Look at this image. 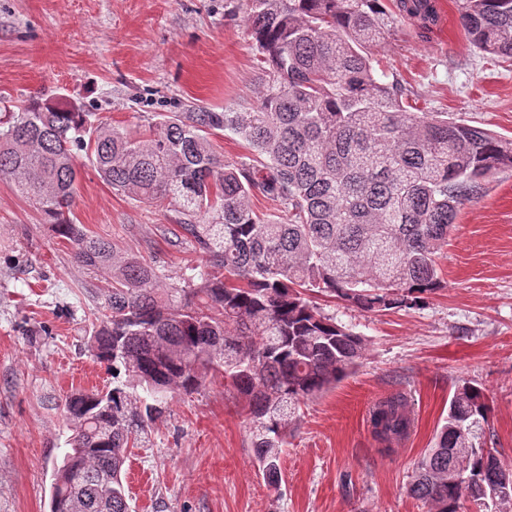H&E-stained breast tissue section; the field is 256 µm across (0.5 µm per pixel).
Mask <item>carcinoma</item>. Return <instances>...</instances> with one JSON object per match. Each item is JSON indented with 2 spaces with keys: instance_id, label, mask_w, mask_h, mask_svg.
<instances>
[{
  "instance_id": "carcinoma-1",
  "label": "carcinoma",
  "mask_w": 512,
  "mask_h": 512,
  "mask_svg": "<svg viewBox=\"0 0 512 512\" xmlns=\"http://www.w3.org/2000/svg\"><path fill=\"white\" fill-rule=\"evenodd\" d=\"M428 28L435 0H395ZM265 63L245 112H172L134 136L92 121L63 99L32 97L0 120V176L50 219L74 261L110 286L90 347L112 388L64 404L69 448L54 471L50 512L71 501L133 512L121 474L132 434L162 412L167 393L197 390L210 371L245 399L251 449L279 481L280 448L301 404L336 388L361 364L366 342L322 313L308 293L363 312L419 308L443 286L439 255L460 207L512 168V142L463 121L413 112L398 81L376 78L370 47L388 32L386 0H244ZM478 50L512 60V0H457ZM244 141L255 159H221L209 131ZM112 189L168 204L202 255L174 279L122 253L64 213L78 154ZM278 200L286 221L261 218L254 193ZM491 411L484 390L461 381L432 448L414 464L408 492L432 512L468 499L512 501V465L480 441ZM374 436H406L407 399L371 412Z\"/></svg>"
}]
</instances>
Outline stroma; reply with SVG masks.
Here are the masks:
<instances>
[{
    "label": "stroma",
    "instance_id": "obj_1",
    "mask_svg": "<svg viewBox=\"0 0 512 512\" xmlns=\"http://www.w3.org/2000/svg\"><path fill=\"white\" fill-rule=\"evenodd\" d=\"M238 3L0 0V113L62 96L135 134L193 105L251 107L263 65ZM436 3L439 20L425 34L393 15L371 49L377 74L397 79L415 111L512 139V61L471 45L455 0ZM66 217L174 278L201 260L173 234L178 212L113 191L86 165ZM439 264L443 288L416 309L362 313L313 295L367 350L354 374L302 404L277 484L259 471L245 402L223 377L169 394L126 463L134 512H429L407 487L462 379L487 393L486 436L512 463V169L461 206ZM108 286L107 275L78 267L45 214L0 178V512H49L70 435L65 398L112 383L89 350ZM397 393L412 426L384 443L370 413Z\"/></svg>",
    "mask_w": 512,
    "mask_h": 512
}]
</instances>
